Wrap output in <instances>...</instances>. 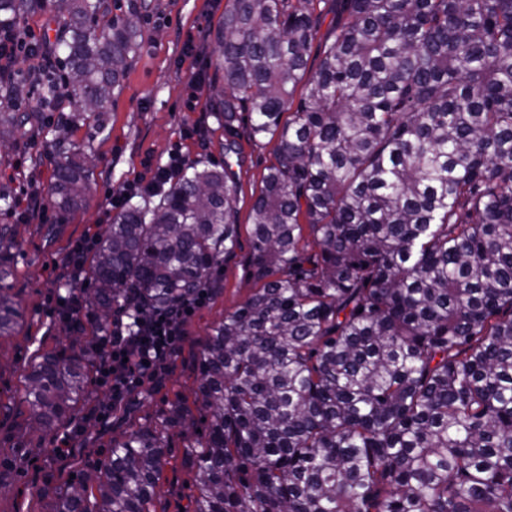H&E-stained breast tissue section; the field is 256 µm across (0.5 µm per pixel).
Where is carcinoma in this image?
<instances>
[{
  "label": "carcinoma",
  "mask_w": 512,
  "mask_h": 512,
  "mask_svg": "<svg viewBox=\"0 0 512 512\" xmlns=\"http://www.w3.org/2000/svg\"><path fill=\"white\" fill-rule=\"evenodd\" d=\"M319 2L228 0L216 31L211 111L277 145L251 209L256 288L194 356L191 512H512V0H343L348 18L321 38ZM37 13L63 29L61 73L36 77L27 112L19 82L0 83L5 149L63 87L95 101L78 109L89 136L104 132L144 42L108 0H0L18 33ZM239 154L228 139L224 164L187 160L83 254L95 336L30 357L20 404L39 440L90 422L121 311L217 295L238 244ZM50 164L63 218L88 204L95 164L65 138ZM16 245L1 224L0 336L22 319ZM184 420L176 399L112 441L55 489L54 512H154L165 434Z\"/></svg>",
  "instance_id": "cac0c4a2"
}]
</instances>
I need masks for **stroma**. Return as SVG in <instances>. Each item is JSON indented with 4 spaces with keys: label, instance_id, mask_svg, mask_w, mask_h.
Masks as SVG:
<instances>
[{
    "label": "stroma",
    "instance_id": "stroma-1",
    "mask_svg": "<svg viewBox=\"0 0 512 512\" xmlns=\"http://www.w3.org/2000/svg\"><path fill=\"white\" fill-rule=\"evenodd\" d=\"M123 13H137L145 43L131 61L119 91L107 109L108 128L89 137L78 115L74 93L63 99L73 140L89 143L99 177L90 191L86 207L59 218L47 210L45 219H25L19 208L0 209V224L14 225L20 245L14 251V290L23 318L15 331L0 336V401L14 403L13 412L0 418V456L13 457L11 437L23 433L26 453L15 459L9 484L0 487V512H52V497H37L38 488L54 483L58 473L93 469L104 460L112 438L131 425L162 416L174 400L188 409L185 428L169 430V463L157 488L156 512H183L194 494L193 474L184 460V449L196 443L202 417L194 399L196 375L190 353L192 344L204 340L210 327L224 313L233 311L251 294V207L267 167L274 160V146L254 144L245 127L233 137L242 148L233 170L237 183L239 245L220 273L223 291L202 303L185 320L181 349L171 359L162 383L144 384L141 406L114 410L98 422L93 434L76 433L74 426L61 428L56 444L68 443L66 456L42 448L36 437L24 434L25 416L19 404L24 368L35 350L75 351L61 318L57 299L66 287L60 275L74 245L104 231L110 197L129 191L148 166L166 162L169 153L189 158L205 156L223 162L224 127L210 112L213 70L209 66L212 39L224 16L227 0H109ZM200 47L196 64L183 63L187 43ZM57 119L47 113L43 126L25 148L0 154V189L20 201L30 195L45 197L51 181L48 162L56 144Z\"/></svg>",
    "mask_w": 512,
    "mask_h": 512
}]
</instances>
